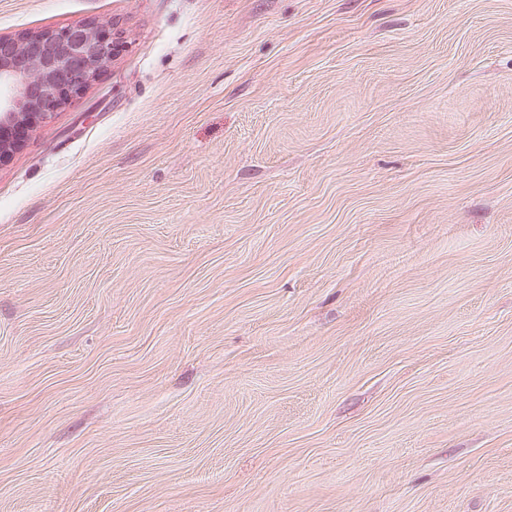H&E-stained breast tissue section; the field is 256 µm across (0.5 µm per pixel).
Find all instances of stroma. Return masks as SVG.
I'll use <instances>...</instances> for the list:
<instances>
[{
    "label": "stroma",
    "mask_w": 512,
    "mask_h": 512,
    "mask_svg": "<svg viewBox=\"0 0 512 512\" xmlns=\"http://www.w3.org/2000/svg\"><path fill=\"white\" fill-rule=\"evenodd\" d=\"M90 22L0 166V512H512V0H0Z\"/></svg>",
    "instance_id": "35a3bbf8"
}]
</instances>
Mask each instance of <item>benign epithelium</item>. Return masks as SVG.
Segmentation results:
<instances>
[{
    "instance_id": "obj_1",
    "label": "benign epithelium",
    "mask_w": 512,
    "mask_h": 512,
    "mask_svg": "<svg viewBox=\"0 0 512 512\" xmlns=\"http://www.w3.org/2000/svg\"><path fill=\"white\" fill-rule=\"evenodd\" d=\"M124 47L121 34L91 24L0 36V166L22 145L18 127L71 106Z\"/></svg>"
}]
</instances>
